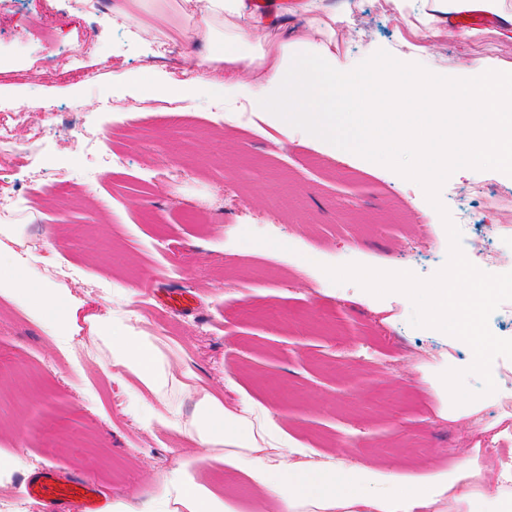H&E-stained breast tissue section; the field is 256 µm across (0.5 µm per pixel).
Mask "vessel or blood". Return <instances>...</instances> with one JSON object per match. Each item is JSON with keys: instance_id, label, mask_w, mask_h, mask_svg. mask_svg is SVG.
<instances>
[{"instance_id": "1", "label": "vessel or blood", "mask_w": 512, "mask_h": 512, "mask_svg": "<svg viewBox=\"0 0 512 512\" xmlns=\"http://www.w3.org/2000/svg\"><path fill=\"white\" fill-rule=\"evenodd\" d=\"M30 498L47 504L51 512H107L108 501L89 480L80 475H63L47 465L29 474L25 482Z\"/></svg>"}]
</instances>
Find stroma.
Returning <instances> with one entry per match:
<instances>
[{"mask_svg":"<svg viewBox=\"0 0 512 512\" xmlns=\"http://www.w3.org/2000/svg\"><path fill=\"white\" fill-rule=\"evenodd\" d=\"M132 19L95 15L71 0H13L0 12V119L58 108L36 142L17 128L18 165L0 167V193L25 199L31 176L66 170L68 184L22 208L0 245L33 252L27 274L69 289L72 333L55 336L13 293L0 290V458L14 459L0 482V512H44L20 492L24 476L53 464L96 484L110 502L146 512L162 479L189 465L243 512H262L248 487L224 470L223 448L199 447L156 423L165 403L196 412L195 389L227 408L247 398L269 408L289 442L314 452L395 470H449L472 447L469 421L441 416L436 384L448 365L445 333L411 326L413 306L397 296L372 305L357 283H332L325 267L355 262L432 277L448 260L449 238L423 188L406 176L414 159L391 146L375 164L322 148L302 128L282 129L272 113L228 120L248 100L214 87L212 71L188 60L195 45L166 0H144ZM61 40L87 43L79 68L94 83L38 73L52 51L40 20ZM165 32L179 49L158 61L138 23ZM344 51L362 66L377 48H395L403 24L378 0H357ZM433 63L451 74L476 59L512 65V43L484 32L435 43ZM149 70L148 95L131 78ZM183 89L176 129L155 122L163 102ZM101 137L121 165L105 167L77 130ZM185 168L169 181L163 167ZM512 193L496 170L454 172L439 198L451 219L476 211V189ZM503 253L488 264L470 239L466 258L479 269L512 271V229L483 217ZM68 277H58L59 269ZM132 312L166 355L174 381L155 394L135 378L109 375V348L90 322ZM190 364L194 375L181 374Z\"/></svg>","mask_w":512,"mask_h":512,"instance_id":"1","label":"stroma"}]
</instances>
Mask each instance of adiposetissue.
<instances>
[{"mask_svg":"<svg viewBox=\"0 0 512 512\" xmlns=\"http://www.w3.org/2000/svg\"><path fill=\"white\" fill-rule=\"evenodd\" d=\"M405 26V52L377 57L369 66L343 63L336 26L344 13L325 0H300L270 14L254 0H179L199 44L200 65L220 63L232 89L260 111L290 126L303 121L344 154L379 157L398 138L421 162L412 179L446 175L449 160L492 157L512 176V67L478 60L465 77L435 70L430 48L449 36L452 15L491 18L501 40L512 41V0H394ZM276 29L277 43L267 46ZM7 288L21 297L56 335H69L70 295L15 269ZM112 337V379L134 375L149 390H163L172 374L153 338L116 314L102 324ZM197 418L183 422L169 404L158 420L186 428L201 447L224 449L226 470L242 474L253 496L271 512H512V457L485 460L468 453L449 471H388L286 443L271 410L245 402L229 410L210 393L196 402ZM241 512L232 496H217L190 469L164 481L149 512Z\"/></svg>","mask_w":512,"mask_h":512,"instance_id":"ef3b65f1","label":"adipose tissue"}]
</instances>
